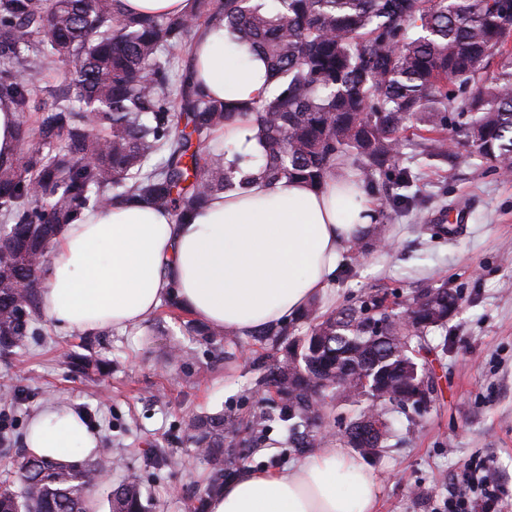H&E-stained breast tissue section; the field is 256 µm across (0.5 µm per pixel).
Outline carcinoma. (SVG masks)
I'll use <instances>...</instances> for the list:
<instances>
[{
    "instance_id": "1",
    "label": "carcinoma",
    "mask_w": 512,
    "mask_h": 512,
    "mask_svg": "<svg viewBox=\"0 0 512 512\" xmlns=\"http://www.w3.org/2000/svg\"><path fill=\"white\" fill-rule=\"evenodd\" d=\"M277 2L272 12L265 0H193L185 14L144 17L122 13L119 0H0V100L37 113L35 125L19 123L17 153L0 157L1 352L36 332L48 255L85 208L135 199L181 223L213 196L257 179L320 187L351 172L367 183L390 172L406 187L410 172L390 166L411 125L431 159L512 163V0ZM215 22L265 60L275 93L231 105L194 80L193 64L174 86L166 52ZM67 58L76 70L66 87L36 85L37 74ZM241 115L251 116L262 147L254 173L235 152L199 151ZM458 300L445 286L424 289L412 298L409 329L376 295L330 314L309 310L310 334L263 378L281 401L279 419L293 421L295 446L317 437L311 385L300 373L352 406L366 400V377L406 411L404 347L421 353L427 331L445 327ZM69 359L92 382L106 369L91 355ZM238 426L222 414L188 420V439L213 465L211 494L232 475L224 433ZM390 437L387 426L358 450L375 456ZM108 464L103 453L63 463L23 451L16 479L0 480V512H93ZM142 497L131 474L110 491V512H147Z\"/></svg>"
}]
</instances>
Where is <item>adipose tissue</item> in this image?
I'll return each mask as SVG.
<instances>
[{"label": "adipose tissue", "instance_id": "obj_1", "mask_svg": "<svg viewBox=\"0 0 512 512\" xmlns=\"http://www.w3.org/2000/svg\"><path fill=\"white\" fill-rule=\"evenodd\" d=\"M191 52L215 98L257 101L276 88L264 60L224 26L201 27ZM376 217L362 187L349 191L336 180L319 189L260 180L216 195L183 224L136 201L85 210L55 243L41 306L56 326L90 335L140 323L173 295L209 326L248 334L287 322L325 295L344 253ZM25 443L76 461L98 437L76 410L49 402L34 414ZM378 502L366 467L336 443L284 468L239 471L207 512H377Z\"/></svg>", "mask_w": 512, "mask_h": 512}]
</instances>
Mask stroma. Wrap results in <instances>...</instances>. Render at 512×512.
I'll list each match as a JSON object with an SVG mask.
<instances>
[{
    "label": "stroma",
    "mask_w": 512,
    "mask_h": 512,
    "mask_svg": "<svg viewBox=\"0 0 512 512\" xmlns=\"http://www.w3.org/2000/svg\"><path fill=\"white\" fill-rule=\"evenodd\" d=\"M419 133L401 135L398 167L410 171L424 204L391 214L383 246L341 267L315 303L328 313L380 293L406 308L420 289L448 286L460 295L445 328L428 332L422 356L435 394L421 412L389 408L388 448L364 463L380 487L379 512H436L470 458L487 459L512 512V177L495 161L427 165ZM186 311L162 305L142 323L94 334L92 352L112 373L94 385L71 372L68 354L85 337L46 325L22 350L0 354V386L19 388L0 401V471L10 467L32 416L54 402L81 411L107 449L110 466L94 493L108 512L107 493L131 473L140 476L150 512H203L210 467L187 439L195 415L249 417L268 405L258 378L279 352L274 340L190 333ZM165 449L169 461L152 451ZM283 421L225 435L224 455L236 467L277 468L305 456Z\"/></svg>",
    "instance_id": "obj_1"
}]
</instances>
